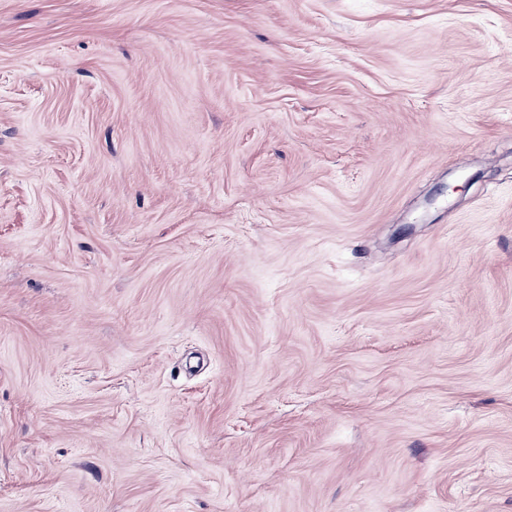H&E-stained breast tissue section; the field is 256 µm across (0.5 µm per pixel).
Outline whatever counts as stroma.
Masks as SVG:
<instances>
[{
    "label": "stroma",
    "mask_w": 512,
    "mask_h": 512,
    "mask_svg": "<svg viewBox=\"0 0 512 512\" xmlns=\"http://www.w3.org/2000/svg\"><path fill=\"white\" fill-rule=\"evenodd\" d=\"M0 512H512V0H0Z\"/></svg>",
    "instance_id": "1"
}]
</instances>
